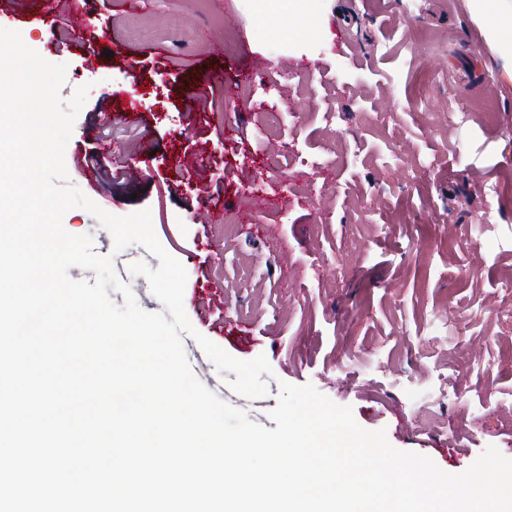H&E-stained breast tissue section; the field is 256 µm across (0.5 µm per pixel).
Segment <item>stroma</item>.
I'll list each match as a JSON object with an SVG mask.
<instances>
[{"mask_svg": "<svg viewBox=\"0 0 512 512\" xmlns=\"http://www.w3.org/2000/svg\"><path fill=\"white\" fill-rule=\"evenodd\" d=\"M312 8L303 52L254 21L248 0H153L146 11L99 0L95 42L76 36L65 52L26 20L0 15V27L66 64L62 99L87 86L67 152L141 172L113 187L72 171L70 183L110 214L150 211L186 269L194 330L235 359L266 356V396L229 389L225 403L271 429L282 384L309 383L445 472L465 471L491 445L512 458V364L502 359L512 329L496 314L512 307V57L486 44L468 0ZM228 31L231 51L214 53ZM256 62L263 78L249 76ZM276 145L285 153L273 172ZM202 183L214 190L204 201ZM203 209L223 210L236 232L202 223ZM63 226L91 235L139 306L163 312L131 271L158 268L156 257L135 244L114 251L83 208ZM437 310L465 318L432 348ZM414 375L457 384L458 399L436 406L446 432L417 427Z\"/></svg>", "mask_w": 512, "mask_h": 512, "instance_id": "35a3bbf8", "label": "stroma"}]
</instances>
